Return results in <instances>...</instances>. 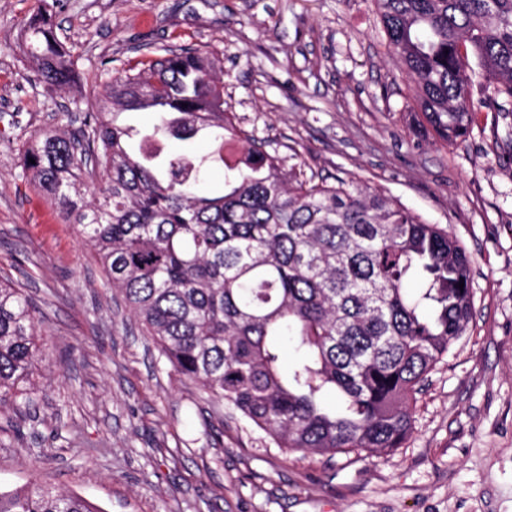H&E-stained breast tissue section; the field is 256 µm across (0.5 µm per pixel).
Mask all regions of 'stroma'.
<instances>
[{
    "label": "stroma",
    "instance_id": "stroma-1",
    "mask_svg": "<svg viewBox=\"0 0 512 512\" xmlns=\"http://www.w3.org/2000/svg\"><path fill=\"white\" fill-rule=\"evenodd\" d=\"M38 0H0V279L40 311L46 361L30 417L0 403V491L33 482L102 512H512V142L475 104L467 138L424 121L376 0H62L79 68L49 89L20 28ZM214 49L224 107L305 175L352 176L472 260L473 316L430 373L403 447L291 452L179 377L107 282L76 226L24 174L19 146L82 126L88 88L163 48Z\"/></svg>",
    "mask_w": 512,
    "mask_h": 512
}]
</instances>
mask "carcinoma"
Instances as JSON below:
<instances>
[{"mask_svg": "<svg viewBox=\"0 0 512 512\" xmlns=\"http://www.w3.org/2000/svg\"><path fill=\"white\" fill-rule=\"evenodd\" d=\"M40 2L22 37L35 79L64 87L77 66L56 34L59 0ZM377 2L388 45L438 138L469 135L476 90L512 112V0ZM215 61L213 50H168L111 73L92 98L128 111L147 100L165 106L153 139L186 142L217 130L222 191L200 189L206 156L131 153V129L107 112L86 113L77 131L24 143L23 171L64 222L80 228L109 283L183 379L281 448L371 456L399 448L413 430L415 395L467 331L471 259L446 230L379 187L283 168L277 150L224 110ZM93 162L102 169L99 204L80 199ZM412 281L419 287H408ZM35 332L31 301L1 282L0 401L21 398L23 417L33 403L25 385L41 359ZM286 338L300 355L287 372ZM0 512L99 510L37 485L0 492Z\"/></svg>", "mask_w": 512, "mask_h": 512, "instance_id": "carcinoma-1", "label": "carcinoma"}]
</instances>
